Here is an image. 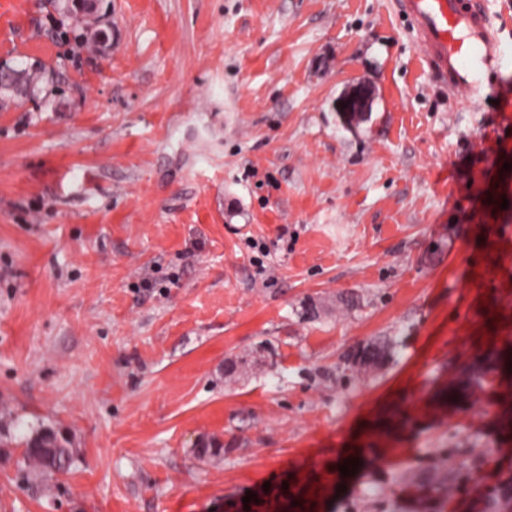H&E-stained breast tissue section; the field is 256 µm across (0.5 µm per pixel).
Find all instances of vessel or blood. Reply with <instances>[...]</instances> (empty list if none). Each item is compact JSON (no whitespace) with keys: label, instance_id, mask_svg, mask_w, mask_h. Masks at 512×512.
Wrapping results in <instances>:
<instances>
[{"label":"vessel or blood","instance_id":"obj_1","mask_svg":"<svg viewBox=\"0 0 512 512\" xmlns=\"http://www.w3.org/2000/svg\"><path fill=\"white\" fill-rule=\"evenodd\" d=\"M432 76L476 100L501 60V39L481 0H394Z\"/></svg>","mask_w":512,"mask_h":512}]
</instances>
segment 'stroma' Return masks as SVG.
I'll list each match as a JSON object with an SVG mask.
<instances>
[{
    "instance_id": "1",
    "label": "stroma",
    "mask_w": 512,
    "mask_h": 512,
    "mask_svg": "<svg viewBox=\"0 0 512 512\" xmlns=\"http://www.w3.org/2000/svg\"><path fill=\"white\" fill-rule=\"evenodd\" d=\"M489 7L506 55L474 103L391 0H0V67L52 72L0 102V412L74 450L44 494L0 445V512H512V0ZM370 100V90L363 84L350 87L337 101V112L348 120L366 112ZM346 104V107H343Z\"/></svg>"
}]
</instances>
